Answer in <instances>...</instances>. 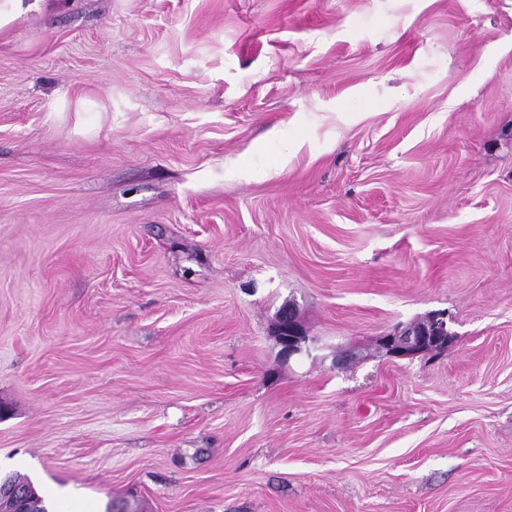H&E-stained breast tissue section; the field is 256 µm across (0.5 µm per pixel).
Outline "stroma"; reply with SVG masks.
Instances as JSON below:
<instances>
[{
    "mask_svg": "<svg viewBox=\"0 0 512 512\" xmlns=\"http://www.w3.org/2000/svg\"><path fill=\"white\" fill-rule=\"evenodd\" d=\"M0 457L58 512H512V0L21 8ZM272 333L281 347L280 356L284 361L294 356L309 355L314 348L315 340L306 335L292 307L280 310ZM446 318L445 313L438 312L424 321L404 328L398 326L393 332L379 338V346L387 356L396 359L444 351L452 341Z\"/></svg>",
    "mask_w": 512,
    "mask_h": 512,
    "instance_id": "stroma-1",
    "label": "stroma"
}]
</instances>
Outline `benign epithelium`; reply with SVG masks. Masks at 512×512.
Masks as SVG:
<instances>
[{"mask_svg": "<svg viewBox=\"0 0 512 512\" xmlns=\"http://www.w3.org/2000/svg\"><path fill=\"white\" fill-rule=\"evenodd\" d=\"M447 315L438 312L424 321L406 327L398 326L393 332L379 338V346L387 356L396 359L413 358L448 348L452 336L447 328ZM280 356L288 361L294 356L310 354L315 340L306 335L293 308L280 310L272 327ZM0 512H26L25 497L10 483L0 482Z\"/></svg>", "mask_w": 512, "mask_h": 512, "instance_id": "7a95c632", "label": "benign epithelium"}]
</instances>
